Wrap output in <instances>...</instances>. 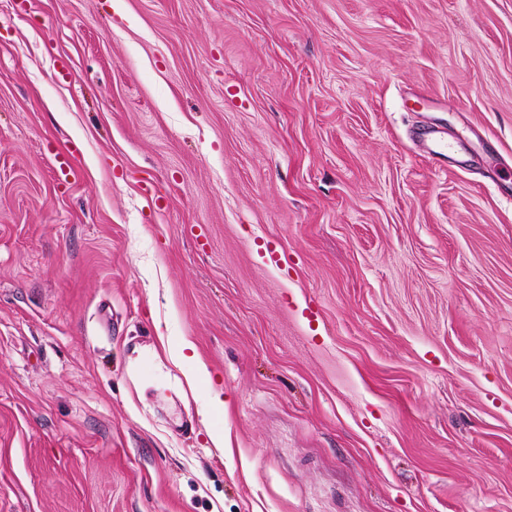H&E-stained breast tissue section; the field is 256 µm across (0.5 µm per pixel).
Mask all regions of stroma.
Wrapping results in <instances>:
<instances>
[{
	"label": "stroma",
	"mask_w": 512,
	"mask_h": 512,
	"mask_svg": "<svg viewBox=\"0 0 512 512\" xmlns=\"http://www.w3.org/2000/svg\"><path fill=\"white\" fill-rule=\"evenodd\" d=\"M511 188L512 0H0V512H512ZM186 351H190L192 354L188 355ZM171 357L172 359L194 361V366L185 374L186 383L190 390H194L199 383L207 378L208 372L200 360L193 342L184 341L179 349L171 353Z\"/></svg>",
	"instance_id": "obj_1"
}]
</instances>
